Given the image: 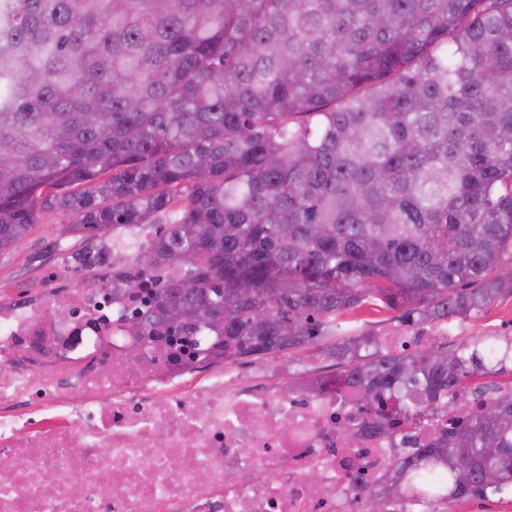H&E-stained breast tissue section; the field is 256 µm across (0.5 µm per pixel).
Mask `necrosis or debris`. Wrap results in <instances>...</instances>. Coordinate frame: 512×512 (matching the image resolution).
I'll return each instance as SVG.
<instances>
[{
	"label": "necrosis or debris",
	"instance_id": "necrosis-or-debris-1",
	"mask_svg": "<svg viewBox=\"0 0 512 512\" xmlns=\"http://www.w3.org/2000/svg\"><path fill=\"white\" fill-rule=\"evenodd\" d=\"M81 268L60 250L43 302L0 304V512H364L358 488L383 481L392 447L345 442L362 422L352 388L245 387L228 369L183 383L212 343L125 327L184 267L78 286Z\"/></svg>",
	"mask_w": 512,
	"mask_h": 512
}]
</instances>
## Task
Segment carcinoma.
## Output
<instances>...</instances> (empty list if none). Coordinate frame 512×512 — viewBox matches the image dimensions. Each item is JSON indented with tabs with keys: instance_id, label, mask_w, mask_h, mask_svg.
Segmentation results:
<instances>
[{
	"instance_id": "1",
	"label": "carcinoma",
	"mask_w": 512,
	"mask_h": 512,
	"mask_svg": "<svg viewBox=\"0 0 512 512\" xmlns=\"http://www.w3.org/2000/svg\"><path fill=\"white\" fill-rule=\"evenodd\" d=\"M172 209L141 263L187 272L129 334L226 360L332 338L371 429L433 426L362 496L438 498L436 467L450 504L512 490V390L458 412L512 337L345 335L366 305L421 325L512 296V0H0V254L41 211L103 236Z\"/></svg>"
}]
</instances>
